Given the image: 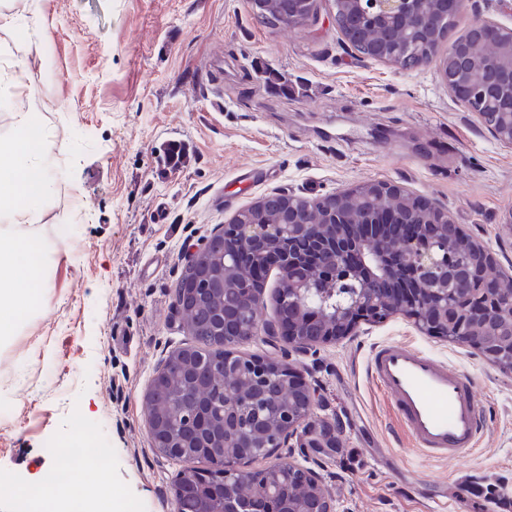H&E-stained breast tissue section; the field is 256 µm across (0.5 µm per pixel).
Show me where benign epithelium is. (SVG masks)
I'll use <instances>...</instances> for the list:
<instances>
[{"label": "benign epithelium", "instance_id": "benign-epithelium-1", "mask_svg": "<svg viewBox=\"0 0 512 512\" xmlns=\"http://www.w3.org/2000/svg\"><path fill=\"white\" fill-rule=\"evenodd\" d=\"M316 0H253L261 14L274 4L284 7L282 22L298 24L317 17ZM355 15L373 14L420 36L429 35L441 14L457 12L466 0H435L438 9L414 12L409 0H346ZM471 29L493 63L484 79L463 73L448 91L465 103L478 122L498 143L512 147V28L482 18ZM366 196H395L403 204L362 211L351 224L347 219L358 195L348 189L313 199L319 205L311 219L291 206L297 194L275 193L282 200L281 219L240 222L232 217L219 232L189 248L190 273L175 296L182 316L204 303L199 279L208 276L201 261L214 241L226 271H252L251 284L237 288L233 317L218 310L209 330L220 335L230 352L221 370L228 378L244 375L250 386L221 403L205 393L204 376L215 365L203 357L170 354L152 379L145 396L149 434L165 455L185 461L181 449L211 435L201 447L211 449L218 473L204 477L190 469L178 474L173 486L174 512H185L184 502H195V512H212L222 503L224 512H338L335 500L322 489L318 472L293 460L295 448H335L338 428L325 421L317 428L311 420L318 405L316 388L292 357L308 355L317 346L356 335L362 323L377 324L403 312L416 327L452 343L468 345L483 360L512 372V289L488 275L496 266L493 253L474 234L456 228L448 236V209L423 200L427 219L416 223L414 195L395 181L363 184ZM280 272L275 295V316L252 323L255 308L263 305L265 273ZM258 336L280 343L281 358L245 356L237 347ZM177 362L185 382L184 395L193 409L189 430L177 432L159 416L157 396L169 381V368ZM288 452L282 454L280 450ZM275 458L260 469L249 464ZM297 486L296 492L288 487Z\"/></svg>", "mask_w": 512, "mask_h": 512}]
</instances>
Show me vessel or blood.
I'll return each instance as SVG.
<instances>
[{"label":"vessel or blood","instance_id":"obj_1","mask_svg":"<svg viewBox=\"0 0 512 512\" xmlns=\"http://www.w3.org/2000/svg\"><path fill=\"white\" fill-rule=\"evenodd\" d=\"M370 374L420 451L454 458L474 449L484 418L468 373L449 370L414 346L390 342L373 349Z\"/></svg>","mask_w":512,"mask_h":512}]
</instances>
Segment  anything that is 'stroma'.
Masks as SVG:
<instances>
[{
    "label": "stroma",
    "instance_id": "1",
    "mask_svg": "<svg viewBox=\"0 0 512 512\" xmlns=\"http://www.w3.org/2000/svg\"><path fill=\"white\" fill-rule=\"evenodd\" d=\"M317 23L262 22L253 0H0V72L39 43L36 96L0 84V134L32 112L54 146L39 234L61 239L47 286L0 338V474L67 461L72 427L108 448L127 512H173L184 465L154 448L144 395L193 345L174 290L185 250L281 189L315 197L392 180L447 207L512 275V148L485 133L438 77L475 18L512 27V0H469L437 62L404 70L351 52L334 0ZM182 160L170 165L168 145ZM401 341L470 373L485 427L475 451L415 448L369 375ZM338 448L295 449L345 512H512V374L396 316L299 357Z\"/></svg>",
    "mask_w": 512,
    "mask_h": 512
}]
</instances>
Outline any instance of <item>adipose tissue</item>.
<instances>
[{
	"mask_svg": "<svg viewBox=\"0 0 512 512\" xmlns=\"http://www.w3.org/2000/svg\"><path fill=\"white\" fill-rule=\"evenodd\" d=\"M16 132L0 138V155L10 159L0 169V335H11L45 288V260L55 244L35 230L52 180L46 137L33 133L27 112L12 115Z\"/></svg>",
	"mask_w": 512,
	"mask_h": 512,
	"instance_id": "ef3b65f1",
	"label": "adipose tissue"
}]
</instances>
